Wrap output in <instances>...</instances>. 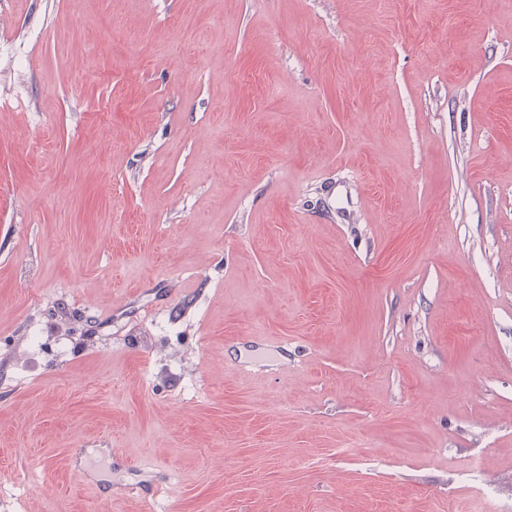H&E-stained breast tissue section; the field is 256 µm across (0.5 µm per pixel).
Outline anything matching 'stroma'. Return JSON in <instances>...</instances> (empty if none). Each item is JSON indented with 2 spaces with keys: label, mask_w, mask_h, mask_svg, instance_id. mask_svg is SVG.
<instances>
[{
  "label": "stroma",
  "mask_w": 512,
  "mask_h": 512,
  "mask_svg": "<svg viewBox=\"0 0 512 512\" xmlns=\"http://www.w3.org/2000/svg\"><path fill=\"white\" fill-rule=\"evenodd\" d=\"M153 504H512V0H0V512Z\"/></svg>",
  "instance_id": "1"
}]
</instances>
